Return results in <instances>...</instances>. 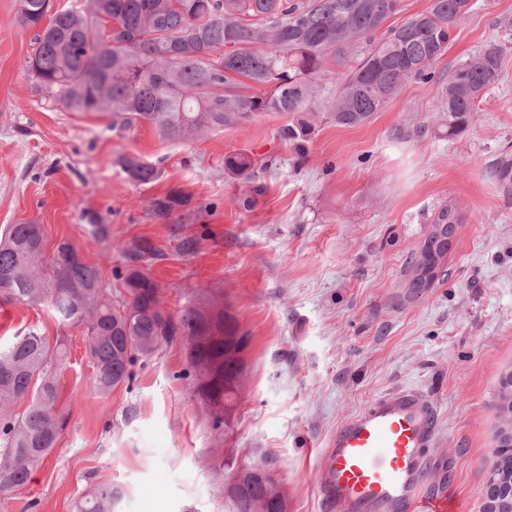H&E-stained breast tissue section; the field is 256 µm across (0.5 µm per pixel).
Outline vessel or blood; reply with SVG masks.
Returning a JSON list of instances; mask_svg holds the SVG:
<instances>
[{
  "mask_svg": "<svg viewBox=\"0 0 512 512\" xmlns=\"http://www.w3.org/2000/svg\"><path fill=\"white\" fill-rule=\"evenodd\" d=\"M437 413L418 389L381 395L339 425L319 456L327 468L321 495L346 512H459L443 486L430 484L424 452L434 440Z\"/></svg>",
  "mask_w": 512,
  "mask_h": 512,
  "instance_id": "1",
  "label": "vessel or blood"
}]
</instances>
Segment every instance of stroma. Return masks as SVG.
Segmentation results:
<instances>
[{
	"mask_svg": "<svg viewBox=\"0 0 512 512\" xmlns=\"http://www.w3.org/2000/svg\"><path fill=\"white\" fill-rule=\"evenodd\" d=\"M512 0H470L435 65L449 72L499 37ZM34 32L19 0H0V230L42 225L48 244L77 243L115 289L130 263L159 284L178 312L187 289L220 292L251 340L244 382L223 434L189 397L181 340L135 365L109 396L89 384L81 328L40 309L0 304V344L26 327L67 336L61 400L70 421L25 487L0 496V512H74L97 486L122 492L118 512H227L224 485L266 463L288 512H326L327 470L317 452L371 400L424 391L438 413L425 451L431 483L450 472L463 512H480L493 460L498 383L512 370V188L490 167L512 147V52L460 136L439 127L437 88L405 82L364 124L312 121L305 155L264 113L191 144L149 127L112 132L110 117L72 112L33 87ZM256 161L262 194L226 157ZM155 165L133 182L123 161ZM188 205L156 220L154 200ZM456 208L448 276L421 295L405 286L410 255L438 210Z\"/></svg>",
	"mask_w": 512,
	"mask_h": 512,
	"instance_id": "obj_1",
	"label": "stroma"
}]
</instances>
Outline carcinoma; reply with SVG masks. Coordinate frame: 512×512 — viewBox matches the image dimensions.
<instances>
[{"label": "carcinoma", "mask_w": 512, "mask_h": 512, "mask_svg": "<svg viewBox=\"0 0 512 512\" xmlns=\"http://www.w3.org/2000/svg\"><path fill=\"white\" fill-rule=\"evenodd\" d=\"M470 0H433L431 8L386 26L400 0H84L50 13L49 0H20L19 21L36 29L28 61L33 86L72 112H109L112 128L147 125L165 141L190 144L264 112L317 114L354 127L383 110L408 80L441 87L440 121L448 136L474 122L477 103L498 78L506 44L499 41L443 78L434 64ZM382 33L377 39L375 35ZM347 66L336 95L313 105L312 81L330 64ZM253 92L244 93L242 89ZM311 122L298 119L281 136L302 154ZM230 173L253 184L254 160L237 153ZM124 169L147 184L156 168L126 158ZM449 241L430 257L445 272ZM71 242L47 248L40 224L0 232V302L45 308L62 327H83L91 383L101 396L134 378L133 367L181 338L191 399L224 430L243 379L234 348L250 336L218 296L192 290L173 315L150 274L130 267L120 289L108 288L97 265ZM64 339L50 343L34 325L0 349V493L28 484L69 424L60 407ZM26 404L23 412L15 411ZM225 490L231 512H285L279 481L265 466L239 470ZM118 489L101 486L76 512H115Z\"/></svg>", "instance_id": "cac0c4a2"}]
</instances>
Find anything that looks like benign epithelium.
I'll list each match as a JSON object with an SVG mask.
<instances>
[{
	"mask_svg": "<svg viewBox=\"0 0 512 512\" xmlns=\"http://www.w3.org/2000/svg\"><path fill=\"white\" fill-rule=\"evenodd\" d=\"M501 385L494 463L486 479L482 512H512V371L501 376Z\"/></svg>",
	"mask_w": 512,
	"mask_h": 512,
	"instance_id": "benign-epithelium-1",
	"label": "benign epithelium"
}]
</instances>
